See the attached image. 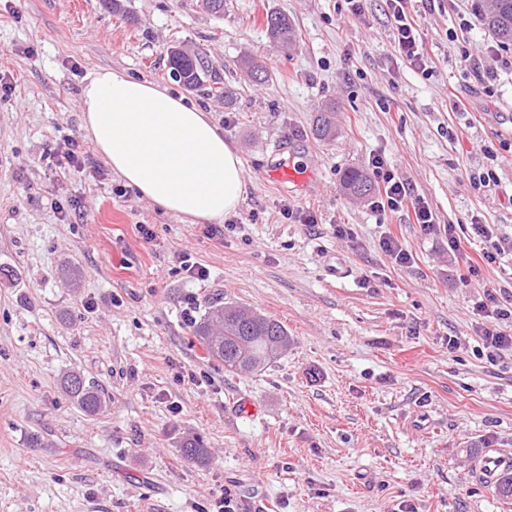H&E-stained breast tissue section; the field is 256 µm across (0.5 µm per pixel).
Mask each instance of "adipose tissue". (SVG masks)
<instances>
[{
  "mask_svg": "<svg viewBox=\"0 0 512 512\" xmlns=\"http://www.w3.org/2000/svg\"><path fill=\"white\" fill-rule=\"evenodd\" d=\"M82 131L141 198L194 224H219L242 200L233 147L198 106L167 87L101 68L82 89Z\"/></svg>",
  "mask_w": 512,
  "mask_h": 512,
  "instance_id": "ef3b65f1",
  "label": "adipose tissue"
}]
</instances>
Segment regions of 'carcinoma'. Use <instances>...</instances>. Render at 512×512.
I'll list each match as a JSON object with an SVG mask.
<instances>
[{
	"mask_svg": "<svg viewBox=\"0 0 512 512\" xmlns=\"http://www.w3.org/2000/svg\"><path fill=\"white\" fill-rule=\"evenodd\" d=\"M480 16L499 43L512 45V0H481ZM266 29L270 38L283 47L292 45L295 39L293 25L282 12L266 16ZM168 59L174 76L186 88L221 90V81L203 54L173 47L168 50ZM335 129L334 110L330 109L319 116L314 135L325 139L334 136ZM342 185L356 199L369 196L373 190L371 176L358 168L343 172ZM193 336L229 374L267 368L290 343L287 329L277 320L256 309L224 302L212 305L203 318L194 322ZM63 389L69 400L92 416L105 407L104 394L77 373L66 376ZM493 492L502 499H512V472H504L494 482Z\"/></svg>",
	"mask_w": 512,
	"mask_h": 512,
	"instance_id": "obj_1",
	"label": "carcinoma"
}]
</instances>
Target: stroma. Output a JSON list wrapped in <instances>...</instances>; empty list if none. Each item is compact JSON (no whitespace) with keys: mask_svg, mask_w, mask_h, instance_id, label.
I'll use <instances>...</instances> for the list:
<instances>
[{"mask_svg":"<svg viewBox=\"0 0 512 512\" xmlns=\"http://www.w3.org/2000/svg\"><path fill=\"white\" fill-rule=\"evenodd\" d=\"M121 2L0 0V512H212L227 489L239 512H512L475 469L512 452V354L484 348L494 320L477 309L489 278L512 307V255L479 263L472 229L512 238V70L493 36L478 22L449 40L455 7L412 0L428 77L395 49L385 0L359 18L347 0H224L220 17L201 0ZM273 11L295 47L271 41ZM178 45L205 51L230 96L175 81ZM465 50L478 71L460 69ZM249 56L268 82L245 76ZM103 67L168 86L222 130L246 182L224 234L141 199L84 140L82 88ZM329 104L338 131L321 141ZM73 139L82 166L60 170ZM376 156L454 225L457 255L411 212L343 192L344 170ZM288 163L311 171L306 191L273 178ZM68 204L81 212L65 222ZM389 234L409 265L383 254ZM219 298L282 323L287 352L225 374L192 337ZM72 371L104 388L103 413L63 395ZM190 439L205 463L183 456ZM266 29L270 38L283 47L292 45L296 37L290 19L282 12H272L266 16Z\"/></svg>","mask_w":512,"mask_h":512,"instance_id":"1","label":"stroma"}]
</instances>
